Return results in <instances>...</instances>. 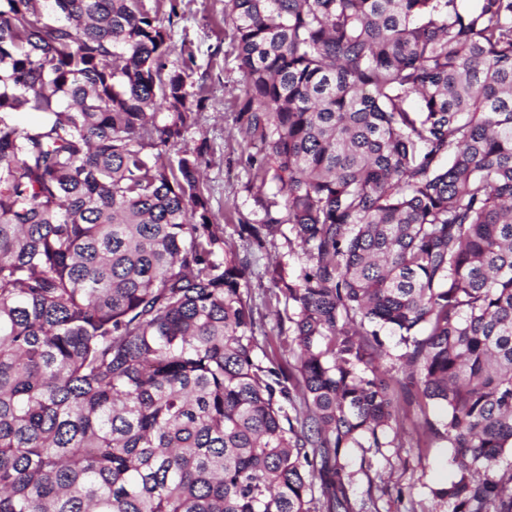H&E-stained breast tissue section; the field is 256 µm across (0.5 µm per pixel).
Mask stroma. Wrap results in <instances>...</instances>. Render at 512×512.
<instances>
[{
    "label": "stroma",
    "mask_w": 512,
    "mask_h": 512,
    "mask_svg": "<svg viewBox=\"0 0 512 512\" xmlns=\"http://www.w3.org/2000/svg\"><path fill=\"white\" fill-rule=\"evenodd\" d=\"M178 16L169 18V4L162 0L158 16L172 19L170 30L174 52L167 66L179 68L181 48L192 50L195 63L190 94H201L198 119L178 145L170 147V157L182 150H201V171L205 192L210 197L214 223L220 224L224 239L240 260L249 264L250 292L262 315L258 334L268 356L283 367L295 364L299 349L288 333L280 329L281 320L272 298L274 287L270 268L283 266L286 277L298 276L306 264L300 251H292L282 235L267 238L263 245L239 240V222L260 223L264 204L276 202L273 182H260L248 167V156L260 153V143L247 139L237 120L243 95V74L234 46V30L224 19V0H177ZM439 407L410 409L404 422L402 447L381 451L352 449L346 457L349 470L356 473V499L373 496L377 512H448L447 504L433 500L430 491L448 482L454 472L447 442L420 441L417 428L423 417H436Z\"/></svg>",
    "instance_id": "obj_1"
}]
</instances>
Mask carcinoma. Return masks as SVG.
Segmentation results:
<instances>
[{
    "label": "carcinoma",
    "mask_w": 512,
    "mask_h": 512,
    "mask_svg": "<svg viewBox=\"0 0 512 512\" xmlns=\"http://www.w3.org/2000/svg\"><path fill=\"white\" fill-rule=\"evenodd\" d=\"M307 266L262 365L191 68L144 0H0V512H367L342 460L452 448L448 512H512V0H224ZM41 121L21 127L13 114ZM397 338L406 380L379 360Z\"/></svg>",
    "instance_id": "cac0c4a2"
}]
</instances>
